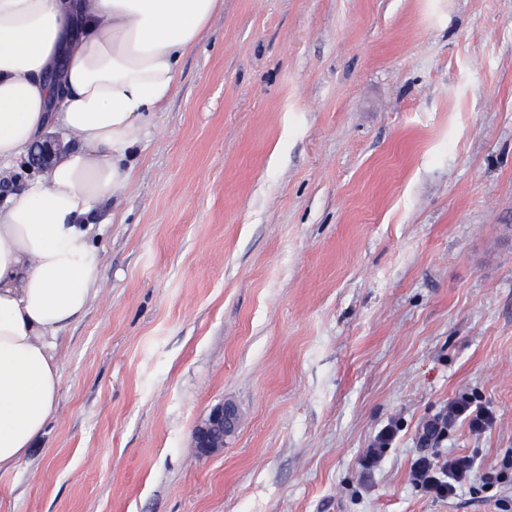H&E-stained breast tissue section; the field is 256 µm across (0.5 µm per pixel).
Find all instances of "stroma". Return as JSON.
<instances>
[{"label": "stroma", "mask_w": 512, "mask_h": 512, "mask_svg": "<svg viewBox=\"0 0 512 512\" xmlns=\"http://www.w3.org/2000/svg\"><path fill=\"white\" fill-rule=\"evenodd\" d=\"M133 163L0 512H512V0H222ZM451 401L493 425L422 444ZM425 453L476 481L425 496ZM239 419L238 409L234 404L222 402L215 405L194 428V448L205 457L223 452L227 440L236 433ZM396 435L395 430L392 426H384L376 435L374 442L369 448H365L362 457V464L366 469L375 468L382 460L384 453L386 452L391 442L394 440Z\"/></svg>", "instance_id": "obj_1"}]
</instances>
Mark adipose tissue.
<instances>
[{"mask_svg": "<svg viewBox=\"0 0 512 512\" xmlns=\"http://www.w3.org/2000/svg\"><path fill=\"white\" fill-rule=\"evenodd\" d=\"M219 0H0V173L58 126L76 143L0 200V467L43 434L56 340L101 288L86 227L133 183L140 130L164 111L178 61Z\"/></svg>", "mask_w": 512, "mask_h": 512, "instance_id": "obj_1", "label": "adipose tissue"}]
</instances>
